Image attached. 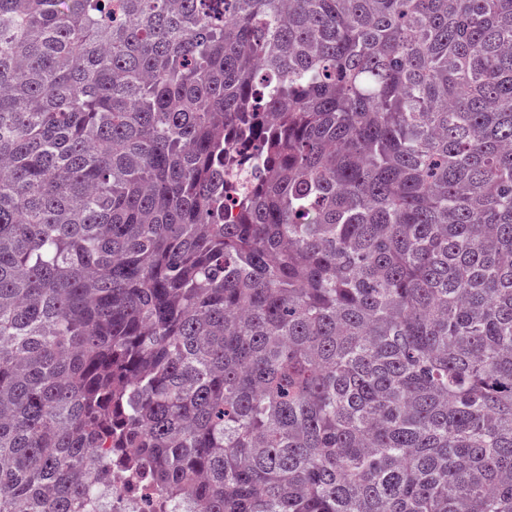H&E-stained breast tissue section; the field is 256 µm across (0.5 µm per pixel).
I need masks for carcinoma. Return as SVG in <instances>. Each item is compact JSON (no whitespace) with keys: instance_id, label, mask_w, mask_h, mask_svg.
I'll list each match as a JSON object with an SVG mask.
<instances>
[{"instance_id":"carcinoma-1","label":"carcinoma","mask_w":512,"mask_h":512,"mask_svg":"<svg viewBox=\"0 0 512 512\" xmlns=\"http://www.w3.org/2000/svg\"><path fill=\"white\" fill-rule=\"evenodd\" d=\"M114 468L512 512V0H0V512Z\"/></svg>"}]
</instances>
